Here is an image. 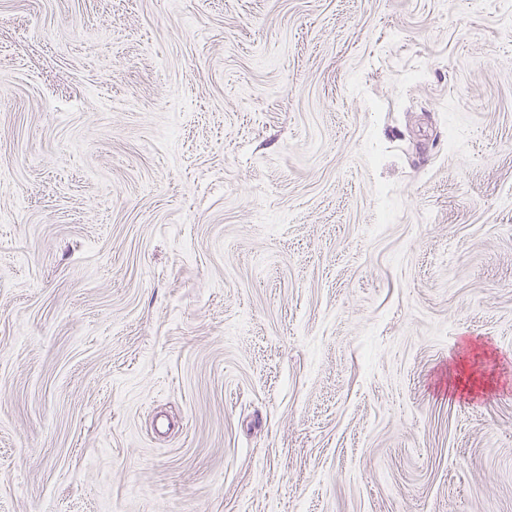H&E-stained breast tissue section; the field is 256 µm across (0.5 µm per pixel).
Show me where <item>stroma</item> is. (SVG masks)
Here are the masks:
<instances>
[{
  "label": "stroma",
  "instance_id": "1",
  "mask_svg": "<svg viewBox=\"0 0 512 512\" xmlns=\"http://www.w3.org/2000/svg\"><path fill=\"white\" fill-rule=\"evenodd\" d=\"M0 512H512V0H0Z\"/></svg>",
  "mask_w": 512,
  "mask_h": 512
}]
</instances>
